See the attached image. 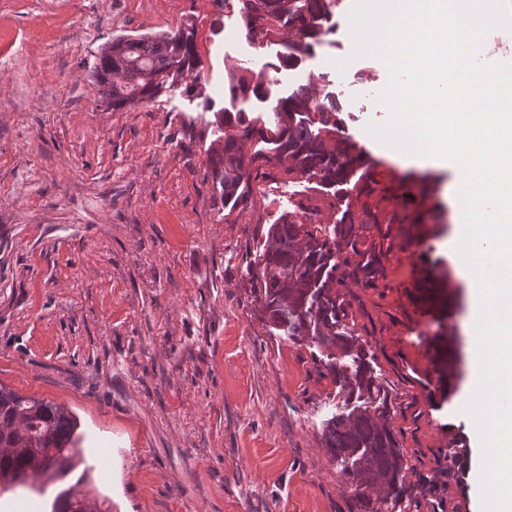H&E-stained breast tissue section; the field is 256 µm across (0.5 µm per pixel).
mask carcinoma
<instances>
[{"label": "carcinoma", "instance_id": "cac0c4a2", "mask_svg": "<svg viewBox=\"0 0 512 512\" xmlns=\"http://www.w3.org/2000/svg\"><path fill=\"white\" fill-rule=\"evenodd\" d=\"M240 15L248 32L260 30L263 38L279 40L288 54L283 63L294 66L310 52L329 26L336 0H238ZM202 61L197 50L196 30L190 25L154 36L121 37L102 49L94 65L97 83H112L108 103L118 111L147 103L179 78L200 73ZM235 95L264 98L265 81L241 76L231 85ZM338 106L314 98L309 85H301L277 99L271 125H256L244 118L218 117V128L226 127L224 148L211 155V175L220 189L224 207H247L252 197L251 181L267 176L264 167H276L290 176L300 174L331 189L339 187L347 207L360 201L362 191L352 182L354 166L365 164L363 152L352 154L354 146L336 141L340 125L335 119ZM257 140L269 151L242 153L241 142ZM355 254H361L352 226L337 227L328 237L316 224L288 220L273 224L266 244L248 269L258 288V299L268 323L287 330L293 338L310 337L330 343L355 356L353 372L331 362L330 374L351 397L367 395L378 399L371 412H362L332 422L323 433L330 453L351 464L344 470L345 482L369 512H388L389 496L396 493L405 464L404 455L388 424L389 408L381 387L361 361V350L339 330L347 315L337 301L334 288L347 281H359L380 262L383 251L373 250L366 262L336 261V240ZM77 423L71 412L49 400L25 396L0 384V487L32 480L42 484L66 477L76 468L80 450L75 448ZM387 496L374 499L376 486ZM54 512H87V504L74 489L55 500Z\"/></svg>", "mask_w": 512, "mask_h": 512}]
</instances>
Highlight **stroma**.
I'll return each mask as SVG.
<instances>
[{
  "label": "stroma",
  "instance_id": "obj_1",
  "mask_svg": "<svg viewBox=\"0 0 512 512\" xmlns=\"http://www.w3.org/2000/svg\"><path fill=\"white\" fill-rule=\"evenodd\" d=\"M355 0L293 67L247 38L237 0H0V383L76 417L82 467L46 486L0 488V512H52L77 486L100 512H365L322 441L365 409L326 369L351 357L271 328L246 268L270 225L334 228L352 210L359 246L385 255L371 284L339 288L341 329L365 354L405 456L395 512H482L471 397L478 337L450 243L457 167L425 166L367 139L386 122L385 65L355 56ZM196 28L202 70L115 112L91 77L120 36ZM271 98H232L241 75ZM315 83L342 139L367 156V224L333 190L270 169L225 213L208 147L224 109L267 120ZM432 281L420 280L418 267ZM461 355L442 375L445 326Z\"/></svg>",
  "mask_w": 512,
  "mask_h": 512
}]
</instances>
